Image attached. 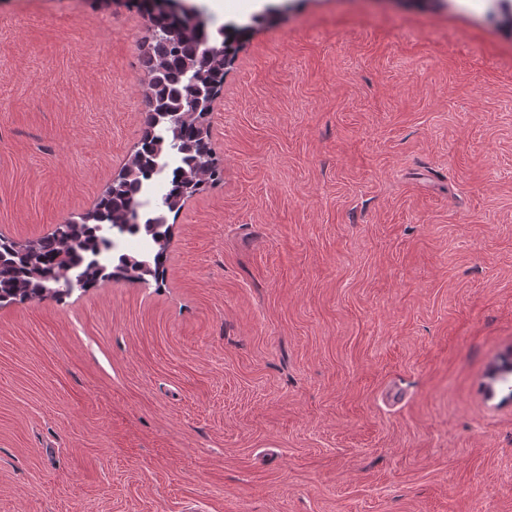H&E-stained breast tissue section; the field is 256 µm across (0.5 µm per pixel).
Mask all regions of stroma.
Wrapping results in <instances>:
<instances>
[{
	"mask_svg": "<svg viewBox=\"0 0 512 512\" xmlns=\"http://www.w3.org/2000/svg\"><path fill=\"white\" fill-rule=\"evenodd\" d=\"M247 26L163 284L0 306V512H512L500 0H188ZM130 0H0V235L146 112Z\"/></svg>",
	"mask_w": 512,
	"mask_h": 512,
	"instance_id": "obj_1",
	"label": "stroma"
}]
</instances>
